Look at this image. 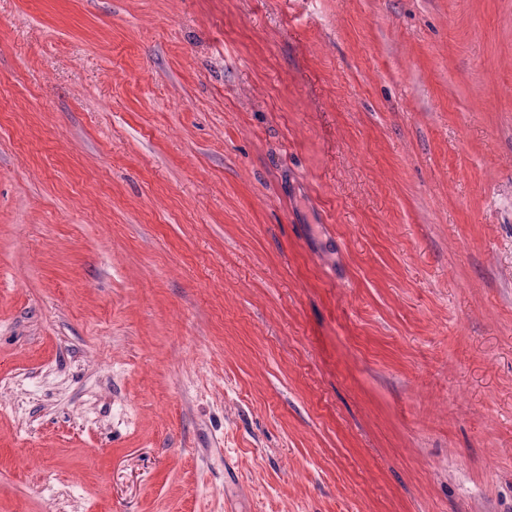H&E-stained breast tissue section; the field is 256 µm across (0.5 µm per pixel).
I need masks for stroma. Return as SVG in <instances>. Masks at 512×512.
Masks as SVG:
<instances>
[{
  "instance_id": "35a3bbf8",
  "label": "stroma",
  "mask_w": 512,
  "mask_h": 512,
  "mask_svg": "<svg viewBox=\"0 0 512 512\" xmlns=\"http://www.w3.org/2000/svg\"><path fill=\"white\" fill-rule=\"evenodd\" d=\"M0 512H512V0H0Z\"/></svg>"
}]
</instances>
